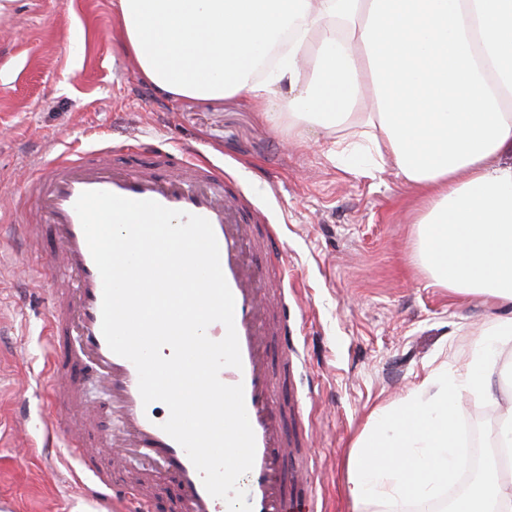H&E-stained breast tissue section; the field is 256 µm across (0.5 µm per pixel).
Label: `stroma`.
I'll return each mask as SVG.
<instances>
[{"mask_svg":"<svg viewBox=\"0 0 512 512\" xmlns=\"http://www.w3.org/2000/svg\"><path fill=\"white\" fill-rule=\"evenodd\" d=\"M117 0H0V211L22 221L30 167L84 131L162 138L241 169L256 206L280 225L298 289V342L308 354L307 424L323 512H354L347 463L370 412L405 396L469 347L512 303L433 285L416 260L419 191L395 171L345 172L336 133L274 128L244 97L202 101L146 82L123 49ZM28 247L0 239V496L17 512H81L66 498L70 463L28 447L42 395L24 388L45 364L48 293ZM27 400L29 414L15 405Z\"/></svg>","mask_w":512,"mask_h":512,"instance_id":"stroma-1","label":"stroma"}]
</instances>
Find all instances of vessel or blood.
I'll list each match as a JSON object with an SVG mask.
<instances>
[{"label":"vessel or blood","instance_id":"vessel-or-blood-1","mask_svg":"<svg viewBox=\"0 0 512 512\" xmlns=\"http://www.w3.org/2000/svg\"><path fill=\"white\" fill-rule=\"evenodd\" d=\"M94 190L153 200L211 223L235 299L242 358L241 368H223L220 379L243 385L256 441L254 466L239 485L253 512H318L281 239L263 210H251L232 167L150 137L115 143L95 135L64 144L37 162L23 184L28 216L16 225L17 237L25 243L43 235L49 242L39 260L49 285L47 372L36 378L44 391L42 445L60 443L78 463L79 499L91 512H152L150 488L165 482L177 491L178 512H224L225 505L208 494L185 450L162 430L156 405H144L133 363L113 353L102 334V280L74 210L79 195ZM91 385L102 393L92 407L84 401ZM113 417L114 429L106 424ZM139 459L144 465L134 482L113 480V468Z\"/></svg>","mask_w":512,"mask_h":512}]
</instances>
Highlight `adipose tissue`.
<instances>
[{
	"instance_id": "ef3b65f1",
	"label": "adipose tissue",
	"mask_w": 512,
	"mask_h": 512,
	"mask_svg": "<svg viewBox=\"0 0 512 512\" xmlns=\"http://www.w3.org/2000/svg\"><path fill=\"white\" fill-rule=\"evenodd\" d=\"M123 49L180 97L245 95L275 125L354 132L351 173L394 168L425 196L417 258L434 283L512 302V0H118ZM492 318L460 366L429 371L373 410L348 461L355 512L437 498L461 468L469 397L495 398V447H512ZM454 512H512L487 467Z\"/></svg>"
}]
</instances>
